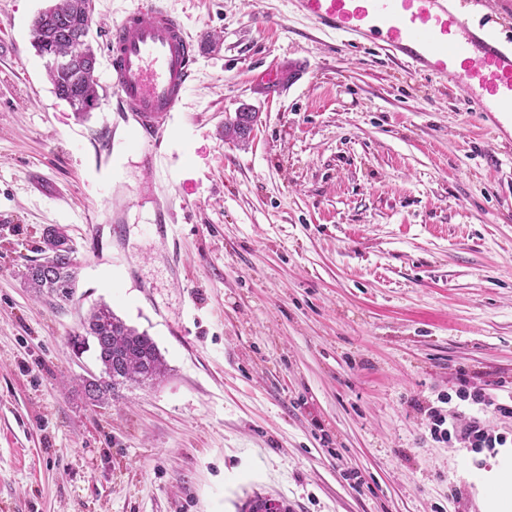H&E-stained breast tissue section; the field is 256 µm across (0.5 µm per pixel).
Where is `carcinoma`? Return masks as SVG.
Instances as JSON below:
<instances>
[{"instance_id":"cac0c4a2","label":"carcinoma","mask_w":512,"mask_h":512,"mask_svg":"<svg viewBox=\"0 0 512 512\" xmlns=\"http://www.w3.org/2000/svg\"><path fill=\"white\" fill-rule=\"evenodd\" d=\"M92 0H58L42 11L33 22L34 47L39 56L64 55L70 42L89 35L92 22ZM55 95L74 105L97 100L99 81L97 54L89 47L85 56L68 65L48 70ZM254 118L251 112H238L224 122V139H244V128ZM40 259L23 266L20 272L35 297L55 296L68 300L76 283L74 250L58 245L57 235L49 232ZM83 333L71 337L73 348L84 352L94 342L97 360L102 366V380L83 384L86 398L94 405H103L116 389L127 383H149L165 376L167 363L156 343L145 332L127 325L112 308L98 305L81 321Z\"/></svg>"}]
</instances>
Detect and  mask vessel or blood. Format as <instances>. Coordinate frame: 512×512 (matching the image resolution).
<instances>
[{
	"label": "vessel or blood",
	"instance_id": "obj_1",
	"mask_svg": "<svg viewBox=\"0 0 512 512\" xmlns=\"http://www.w3.org/2000/svg\"><path fill=\"white\" fill-rule=\"evenodd\" d=\"M297 15L346 43H368L415 73L462 88L470 111L512 131V45L472 25L455 0H293ZM118 106L149 141L195 78L199 47L159 0H138L106 42Z\"/></svg>",
	"mask_w": 512,
	"mask_h": 512
}]
</instances>
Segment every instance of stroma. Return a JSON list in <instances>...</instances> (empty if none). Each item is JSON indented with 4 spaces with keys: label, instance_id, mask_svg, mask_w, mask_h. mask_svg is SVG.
<instances>
[{
    "label": "stroma",
    "instance_id": "stroma-1",
    "mask_svg": "<svg viewBox=\"0 0 512 512\" xmlns=\"http://www.w3.org/2000/svg\"><path fill=\"white\" fill-rule=\"evenodd\" d=\"M52 2L0 0V512H482L495 449L426 411L464 380L512 406V138L289 0H161L200 56L154 145L106 63L100 111L55 96ZM136 4L93 0L97 54ZM465 13L512 41V0ZM54 227L69 302L19 275ZM102 303L168 373L96 407L69 339Z\"/></svg>",
    "mask_w": 512,
    "mask_h": 512
}]
</instances>
